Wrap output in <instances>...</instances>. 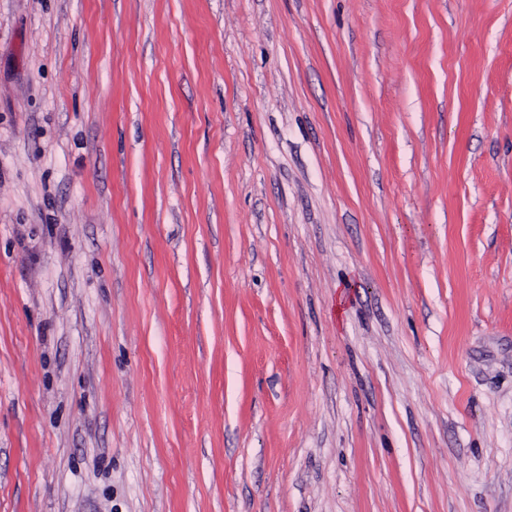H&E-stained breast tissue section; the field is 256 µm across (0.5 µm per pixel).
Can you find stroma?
I'll return each mask as SVG.
<instances>
[{
	"mask_svg": "<svg viewBox=\"0 0 512 512\" xmlns=\"http://www.w3.org/2000/svg\"><path fill=\"white\" fill-rule=\"evenodd\" d=\"M0 512H512V0H0Z\"/></svg>",
	"mask_w": 512,
	"mask_h": 512,
	"instance_id": "35a3bbf8",
	"label": "stroma"
}]
</instances>
